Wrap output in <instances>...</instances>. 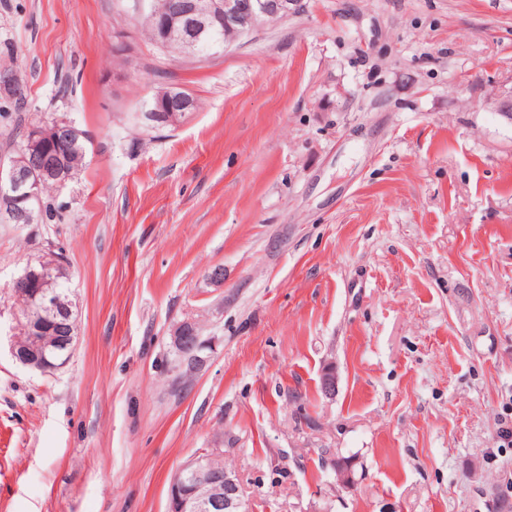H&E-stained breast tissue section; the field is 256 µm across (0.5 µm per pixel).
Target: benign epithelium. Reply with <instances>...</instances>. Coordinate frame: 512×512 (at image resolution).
Here are the masks:
<instances>
[{
	"mask_svg": "<svg viewBox=\"0 0 512 512\" xmlns=\"http://www.w3.org/2000/svg\"><path fill=\"white\" fill-rule=\"evenodd\" d=\"M298 9V0H178L172 10L160 18L161 40L176 39L192 50L211 32L215 24L224 25V33L246 35L258 28L262 17L285 20ZM495 111L512 119V89L502 91L494 99ZM191 102L183 94L170 91L150 101L145 117L149 121L164 120L175 124L181 114L190 111ZM59 177L58 168L43 157V143L32 135L16 156L0 157V186L15 193L22 206L3 213L5 222H32L30 209L23 206L38 196L40 180ZM57 255L39 253L27 263L25 272L14 283L13 293L36 304L37 312L15 323L25 324L27 336H9V351L20 365L55 373L67 362L55 357L60 350L74 352L78 337L67 331L49 335L50 319L69 317L74 302L45 291L40 273L57 263ZM38 265L42 272L33 270ZM171 343L184 365L197 369L205 362L207 343L192 321H182L170 330ZM211 456H195L183 463L174 475L169 490L170 512H248L243 501L238 479L231 471H219L210 463Z\"/></svg>",
	"mask_w": 512,
	"mask_h": 512,
	"instance_id": "obj_1",
	"label": "benign epithelium"
}]
</instances>
